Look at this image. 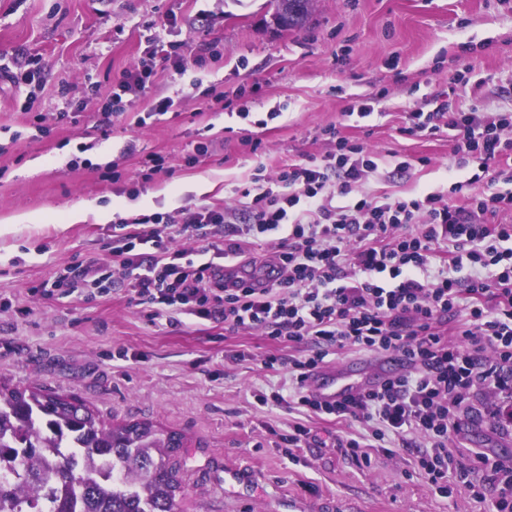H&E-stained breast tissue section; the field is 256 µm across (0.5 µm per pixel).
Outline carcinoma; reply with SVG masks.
I'll return each instance as SVG.
<instances>
[{
  "label": "carcinoma",
  "mask_w": 512,
  "mask_h": 512,
  "mask_svg": "<svg viewBox=\"0 0 512 512\" xmlns=\"http://www.w3.org/2000/svg\"><path fill=\"white\" fill-rule=\"evenodd\" d=\"M314 0H288V30L304 28ZM181 439L149 422L108 427L79 400L0 389V512H176L165 461Z\"/></svg>",
  "instance_id": "obj_1"
}]
</instances>
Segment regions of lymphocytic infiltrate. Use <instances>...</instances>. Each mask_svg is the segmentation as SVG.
<instances>
[{
	"label": "lymphocytic infiltrate",
	"mask_w": 512,
	"mask_h": 512,
	"mask_svg": "<svg viewBox=\"0 0 512 512\" xmlns=\"http://www.w3.org/2000/svg\"><path fill=\"white\" fill-rule=\"evenodd\" d=\"M157 67L145 59L119 81L103 125L122 114L123 95L145 92ZM443 131L455 164L474 170L451 188L463 204L437 193L352 198L377 165L363 143L331 126L332 150L283 165L276 188L242 189L240 209L156 215L135 229L119 221L114 263L70 267L52 286L102 292L117 276L151 322L177 327L198 318L302 345L288 361L287 392L259 395L260 403L360 423L364 440L346 442L356 460L365 459V442L382 448L416 437L415 464L437 493L465 492L489 512H512V458L474 450L465 459L458 451L460 424L475 403L492 415L512 404V225L490 221L512 212V111L482 112L455 94L433 111L408 113L400 129L409 137ZM500 183L510 192L497 191ZM337 194L351 203L333 206ZM204 228L214 259L197 266L175 242ZM270 242L272 278L225 284V264L245 246ZM345 348L396 355L404 369L333 402L306 394L308 375Z\"/></svg>",
	"instance_id": "1"
}]
</instances>
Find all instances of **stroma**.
I'll list each match as a JSON object with an SVG mask.
<instances>
[{
  "instance_id": "obj_1",
  "label": "stroma",
  "mask_w": 512,
  "mask_h": 512,
  "mask_svg": "<svg viewBox=\"0 0 512 512\" xmlns=\"http://www.w3.org/2000/svg\"><path fill=\"white\" fill-rule=\"evenodd\" d=\"M172 43L206 66L167 64L101 132L113 86ZM458 55L479 109H512V0H315L300 31L275 29L268 0H0V383L75 397L114 426L179 434L168 458L178 512H485L468 494L441 497L404 449L352 460L341 444L360 425L260 404L288 381L262 358L297 346L209 321L152 324L118 281L92 297L37 292L67 267L112 256L111 224L62 225L73 204L125 218L234 206L257 168L272 178L324 154L332 125L377 157L361 194L447 192L472 175L454 167L448 135L399 128L447 95ZM375 93L370 116L350 113ZM165 97L172 113L148 119ZM197 142L207 151L186 165ZM149 154L164 164L145 182ZM404 156L411 169H398ZM20 214L42 221L15 223ZM296 423L315 439L290 452L281 436ZM459 439L512 457V435L488 418L464 421Z\"/></svg>"
}]
</instances>
